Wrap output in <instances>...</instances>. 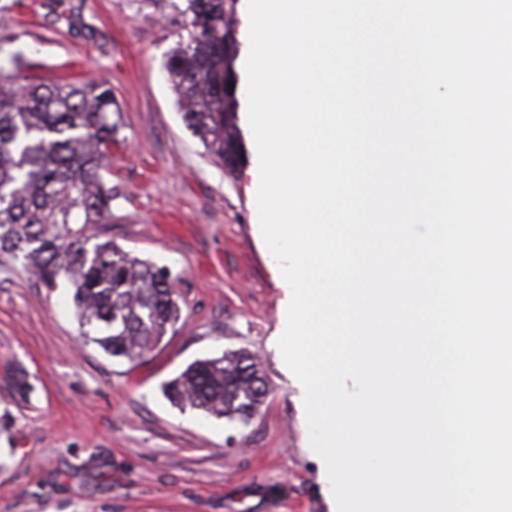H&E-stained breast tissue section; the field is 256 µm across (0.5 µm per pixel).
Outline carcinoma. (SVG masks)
Returning <instances> with one entry per match:
<instances>
[{"label":"carcinoma","instance_id":"carcinoma-1","mask_svg":"<svg viewBox=\"0 0 512 512\" xmlns=\"http://www.w3.org/2000/svg\"><path fill=\"white\" fill-rule=\"evenodd\" d=\"M191 30L166 68L187 128L225 163L243 151L236 101L224 99L228 0H187ZM23 57L0 68V251L53 288L63 279L85 343L133 362L175 331L181 310L164 269L110 239L86 234L112 214V89L104 83L24 84ZM175 403L229 421H248L267 385L255 358L230 351L197 360L164 385Z\"/></svg>","mask_w":512,"mask_h":512}]
</instances>
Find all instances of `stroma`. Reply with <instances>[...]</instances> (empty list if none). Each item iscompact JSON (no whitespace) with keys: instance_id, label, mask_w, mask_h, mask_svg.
Listing matches in <instances>:
<instances>
[{"instance_id":"35a3bbf8","label":"stroma","mask_w":512,"mask_h":512,"mask_svg":"<svg viewBox=\"0 0 512 512\" xmlns=\"http://www.w3.org/2000/svg\"><path fill=\"white\" fill-rule=\"evenodd\" d=\"M187 0H0V48L43 83H107L121 114L112 214L89 233L167 269L183 325L135 363L84 344L65 289L0 255V512H337L304 390L278 340L288 285L266 248L258 155L239 96L234 171L182 120L165 69ZM244 350L267 396L249 423L162 386Z\"/></svg>"}]
</instances>
